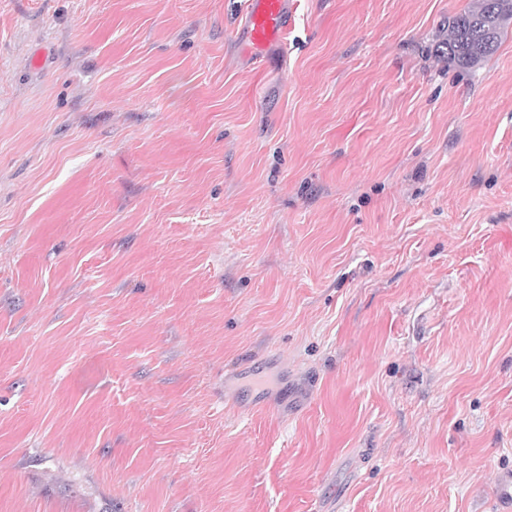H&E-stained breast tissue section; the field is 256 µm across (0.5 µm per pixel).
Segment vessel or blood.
Segmentation results:
<instances>
[{"label": "vessel or blood", "mask_w": 512, "mask_h": 512, "mask_svg": "<svg viewBox=\"0 0 512 512\" xmlns=\"http://www.w3.org/2000/svg\"><path fill=\"white\" fill-rule=\"evenodd\" d=\"M294 26L288 0H247L242 49L251 62H259L264 50L284 41Z\"/></svg>", "instance_id": "vessel-or-blood-1"}]
</instances>
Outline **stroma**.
I'll return each instance as SVG.
<instances>
[{"mask_svg":"<svg viewBox=\"0 0 512 512\" xmlns=\"http://www.w3.org/2000/svg\"><path fill=\"white\" fill-rule=\"evenodd\" d=\"M473 0H0V512H497L512 26ZM294 26L288 0H247L242 49L244 55L257 64L264 50L283 42ZM512 22V0H476L471 8L448 19L441 43L448 59L473 67L494 55L505 25Z\"/></svg>","mask_w":512,"mask_h":512,"instance_id":"obj_1","label":"stroma"}]
</instances>
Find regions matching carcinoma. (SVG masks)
Segmentation results:
<instances>
[{
    "label": "carcinoma",
    "mask_w": 512,
    "mask_h": 512,
    "mask_svg": "<svg viewBox=\"0 0 512 512\" xmlns=\"http://www.w3.org/2000/svg\"><path fill=\"white\" fill-rule=\"evenodd\" d=\"M512 22V0H476L448 20L442 52L461 66L473 67L494 55L505 25Z\"/></svg>",
    "instance_id": "cac0c4a2"
}]
</instances>
